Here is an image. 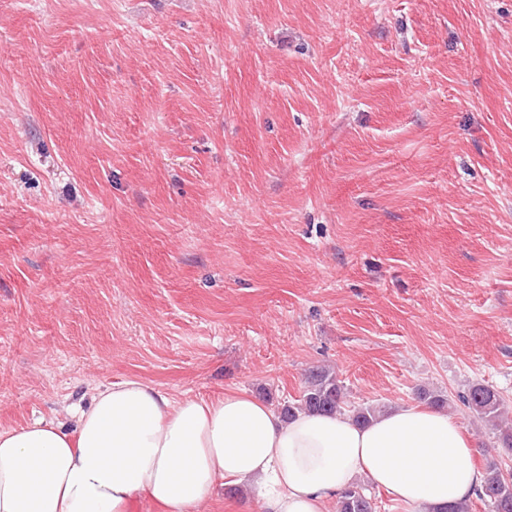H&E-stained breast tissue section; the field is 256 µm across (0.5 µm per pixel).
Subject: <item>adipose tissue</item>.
Segmentation results:
<instances>
[{"label":"adipose tissue","mask_w":512,"mask_h":512,"mask_svg":"<svg viewBox=\"0 0 512 512\" xmlns=\"http://www.w3.org/2000/svg\"><path fill=\"white\" fill-rule=\"evenodd\" d=\"M478 447L456 416L422 404L365 425L347 413L287 419L251 395L175 401L131 379L98 390L72 428L38 418L0 430V512H128L139 497L202 512L225 484L255 492L264 512H325L361 477L448 512L483 482Z\"/></svg>","instance_id":"adipose-tissue-1"}]
</instances>
